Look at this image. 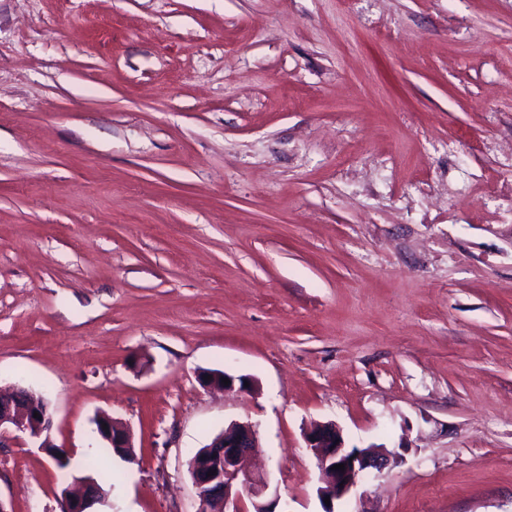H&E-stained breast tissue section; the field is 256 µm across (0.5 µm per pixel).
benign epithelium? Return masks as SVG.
<instances>
[{
    "label": "benign epithelium",
    "mask_w": 512,
    "mask_h": 512,
    "mask_svg": "<svg viewBox=\"0 0 512 512\" xmlns=\"http://www.w3.org/2000/svg\"><path fill=\"white\" fill-rule=\"evenodd\" d=\"M206 375L208 378L203 383L207 386L236 388L241 392L251 390L244 386L249 381L247 377L209 371ZM224 378L230 383H222ZM51 424L48 405L25 389L19 387L8 394L0 393V437L10 431L19 432L40 441L39 447L47 449L51 446L47 438ZM98 432L118 454L124 455L132 448L128 426L108 415L98 417ZM306 442L326 478V486L318 489L320 499L328 498L332 502L351 494L365 476L380 473L400 460L399 454L385 447L346 449L341 432L333 422L316 426L306 436ZM258 448V433L250 424L233 423L212 440L205 469H194L191 474L197 495L196 512H239L229 510V505L243 495L251 500L254 512H275V502H265L269 491L267 478L249 468V460ZM338 464L345 465V470L337 469ZM93 486L95 483L87 480L82 493H63L62 512H88L99 500V493L91 490Z\"/></svg>",
    "instance_id": "benign-epithelium-1"
}]
</instances>
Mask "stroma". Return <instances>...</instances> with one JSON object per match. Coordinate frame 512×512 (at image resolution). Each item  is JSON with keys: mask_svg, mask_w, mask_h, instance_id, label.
I'll return each mask as SVG.
<instances>
[{"mask_svg": "<svg viewBox=\"0 0 512 512\" xmlns=\"http://www.w3.org/2000/svg\"><path fill=\"white\" fill-rule=\"evenodd\" d=\"M204 371L254 380L201 385ZM0 507L196 512L188 464L258 432L280 512L305 441L401 462L336 512H512V0H0ZM34 412L39 417L34 418ZM51 415L48 405L42 399H35L24 388H15L9 394L0 392V440L9 431L27 434L30 438L41 440L39 448L48 449L50 455L57 461L60 467L68 465V458L64 460L62 451L58 448H51L48 433L51 429ZM97 419L99 435L109 445L106 448H112L113 452L123 456L133 448L130 430L126 424L108 415H102ZM103 424H107V429H103ZM93 466L98 471L99 478H95L93 476H89L88 478L94 480L98 488L104 491L102 485L99 483H104V481H112V472L108 470L105 466V463L102 459H97ZM85 489L82 493L77 495H72L67 492L63 493L62 497V511L63 512H94L88 511L99 499V493L94 492L90 489V487H95V483L91 480L84 479Z\"/></svg>", "mask_w": 512, "mask_h": 512, "instance_id": "1", "label": "stroma"}]
</instances>
